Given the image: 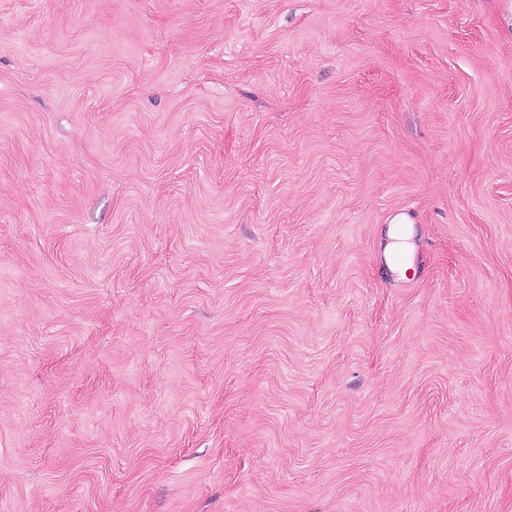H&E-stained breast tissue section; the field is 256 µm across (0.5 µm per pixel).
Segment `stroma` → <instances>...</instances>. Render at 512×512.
Masks as SVG:
<instances>
[{"instance_id":"stroma-1","label":"stroma","mask_w":512,"mask_h":512,"mask_svg":"<svg viewBox=\"0 0 512 512\" xmlns=\"http://www.w3.org/2000/svg\"><path fill=\"white\" fill-rule=\"evenodd\" d=\"M0 512H512V0H0ZM390 237L393 239V242L388 244L386 252L388 255H392L396 262L390 264L389 267L393 272L400 274L401 277H409L414 270L411 263H409V259H407V253L412 250L413 246L407 242L408 236L401 232H395ZM398 255L404 260L398 261L396 259Z\"/></svg>"}]
</instances>
